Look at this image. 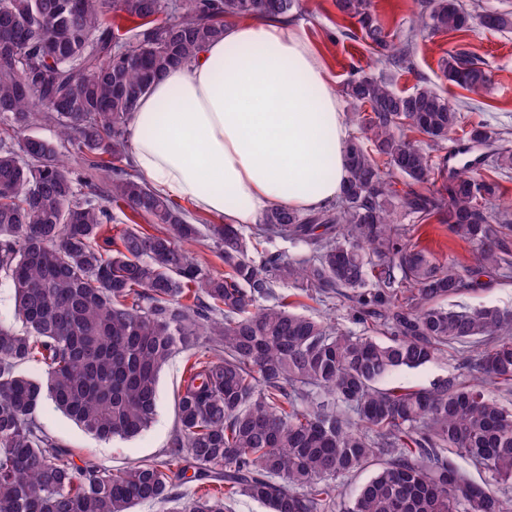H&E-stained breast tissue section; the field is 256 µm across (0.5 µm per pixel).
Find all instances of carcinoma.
<instances>
[{"instance_id": "cac0c4a2", "label": "carcinoma", "mask_w": 512, "mask_h": 512, "mask_svg": "<svg viewBox=\"0 0 512 512\" xmlns=\"http://www.w3.org/2000/svg\"><path fill=\"white\" fill-rule=\"evenodd\" d=\"M391 69H412V42L394 41L372 0H335ZM298 0H0V280L16 323L0 322V512H227L244 496L269 512H512V403L486 382L512 385V310L448 304L474 277L512 269V209H494L502 149L486 174L432 155L458 126L436 88L398 93L352 67L348 175L336 204L300 213L273 207L244 234L210 224L155 194L130 163L128 124L166 69L189 63L249 15L288 17ZM479 24L512 30V14ZM132 26L127 27L125 23ZM457 0H428L419 31L462 33ZM442 73L471 93L485 71L463 48ZM42 125L56 140L25 135ZM492 144L484 123L467 132ZM72 149L84 171H70ZM441 181L438 189L427 187ZM403 189H397V185ZM124 214L114 223V211ZM413 224L448 225L473 264L441 265L411 245ZM217 272L186 244L201 238ZM304 244L292 261L272 238ZM287 282L307 296L343 295L362 333L288 310ZM197 358L177 396L179 431L161 458L108 471L77 465L37 419L51 401L100 439L152 423L159 377L182 350ZM469 348L475 377L431 388H381L444 348ZM42 367L37 377L21 370ZM455 454L490 476L472 481ZM200 482L182 500L188 469ZM371 470L352 500L340 479Z\"/></svg>"}]
</instances>
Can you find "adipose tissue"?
Returning <instances> with one entry per match:
<instances>
[{
  "mask_svg": "<svg viewBox=\"0 0 512 512\" xmlns=\"http://www.w3.org/2000/svg\"><path fill=\"white\" fill-rule=\"evenodd\" d=\"M139 174L160 195L250 226L273 206L330 205L347 178L349 126L296 21L246 17L167 69L130 125Z\"/></svg>",
  "mask_w": 512,
  "mask_h": 512,
  "instance_id": "obj_1",
  "label": "adipose tissue"
}]
</instances>
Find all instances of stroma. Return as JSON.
Instances as JSON below:
<instances>
[{
    "label": "stroma",
    "mask_w": 512,
    "mask_h": 512,
    "mask_svg": "<svg viewBox=\"0 0 512 512\" xmlns=\"http://www.w3.org/2000/svg\"><path fill=\"white\" fill-rule=\"evenodd\" d=\"M379 19L391 35L402 37L420 15V0H374ZM316 56L333 78L334 88H342L352 67H361L372 76H386L395 91L410 92L418 84L436 87L459 105L460 123L455 135L445 146L448 165L461 169L465 160L475 162L476 170H484L485 157L494 156L496 146H469L465 133L472 124L482 122L504 132L506 148L512 149V30L507 32L473 26L466 35L456 37L439 34L417 41L413 49V70L397 74L385 69L364 39L358 24H345L333 0H299L294 14ZM463 47L473 52L487 74V84L480 94H472L446 81L441 60L448 50ZM412 239L425 247L440 263H467L471 248L449 233L447 225L417 226ZM475 291L462 296L469 306L512 308V275L494 272L481 274ZM277 293L287 295L292 310L319 318L335 320L341 327L354 328L351 303L343 297L321 302L281 283ZM187 353L178 354L161 375L157 410L151 426L129 439L101 440L84 432L74 421L45 403L38 418L43 427L62 445L70 449L76 464L91 463L106 470L123 468L143 460L165 455L179 424L176 415L177 392L185 376ZM456 376L469 379L463 357L447 351L414 369L399 368L386 375V387L425 388L438 380Z\"/></svg>",
    "instance_id": "35a3bbf8"
}]
</instances>
